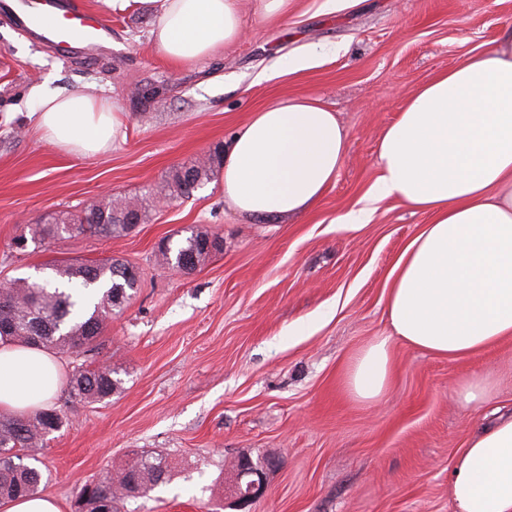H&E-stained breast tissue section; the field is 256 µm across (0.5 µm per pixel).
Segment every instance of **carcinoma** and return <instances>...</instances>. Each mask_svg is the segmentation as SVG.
Segmentation results:
<instances>
[{
	"label": "carcinoma",
	"mask_w": 512,
	"mask_h": 512,
	"mask_svg": "<svg viewBox=\"0 0 512 512\" xmlns=\"http://www.w3.org/2000/svg\"><path fill=\"white\" fill-rule=\"evenodd\" d=\"M222 156L200 158L190 166L171 171L160 193L170 200L188 198L208 183ZM131 211L140 219L146 214L126 201L118 206L103 201L90 206L82 215H61L54 224H37L33 238H55L70 230L104 237H120L131 232L113 213ZM218 250L217 240L207 232H193L184 241H164L159 260L179 267L194 256L203 264ZM127 264L116 259L86 264L76 263L54 269L56 282L29 278L13 280V286L0 291V337L32 345L39 344L59 354L84 352L93 348L112 312L122 309L137 292L139 277L126 274ZM112 368H74L68 392L75 399L99 403L119 393L121 379ZM63 426V415L55 409H40L28 416L0 414V500L34 496L40 491L42 475L23 462L21 451L43 447L47 436ZM170 466L161 454L142 453L125 462L115 477L83 485L79 492V512H121L120 503L146 495L169 480Z\"/></svg>",
	"instance_id": "cac0c4a2"
}]
</instances>
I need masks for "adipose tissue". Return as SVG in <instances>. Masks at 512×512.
<instances>
[{
	"label": "adipose tissue",
	"mask_w": 512,
	"mask_h": 512,
	"mask_svg": "<svg viewBox=\"0 0 512 512\" xmlns=\"http://www.w3.org/2000/svg\"><path fill=\"white\" fill-rule=\"evenodd\" d=\"M152 14L149 39L177 66L211 59L241 34L238 0H112ZM35 129L82 156L111 150L120 108L96 85L79 93L32 87ZM349 134L320 98L292 95L250 114L224 151V196L245 216L317 207L333 186ZM369 203L393 197L426 213L406 244L386 301L391 327L362 347L348 394L379 400L395 372L394 341L444 358L483 353L512 338V28L417 86L384 131ZM64 377L51 351L0 339V411L49 407ZM454 512H512V413L474 435L449 478Z\"/></svg>",
	"instance_id": "ef3b65f1"
}]
</instances>
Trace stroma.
Listing matches in <instances>:
<instances>
[{
    "instance_id": "stroma-1",
    "label": "stroma",
    "mask_w": 512,
    "mask_h": 512,
    "mask_svg": "<svg viewBox=\"0 0 512 512\" xmlns=\"http://www.w3.org/2000/svg\"><path fill=\"white\" fill-rule=\"evenodd\" d=\"M111 22L112 46L94 57L53 51L0 14V284L65 262L118 258L135 266L136 294L113 314L98 349L61 355L65 372L109 365L120 393L87 404L60 388L65 426L38 453L43 493L78 512L82 485L132 453L163 452L171 478L121 512H207L226 504L224 470L241 456H274L266 493L250 512H452L448 477L489 407H512V340L448 359L393 345L387 394L364 404L342 383L349 359L389 335L391 271L429 221L399 200L341 230L378 177L384 128L437 71L492 48L512 27V0H291L273 26L259 0H240L243 34L213 60L175 66L149 40L150 15L84 0ZM328 46L308 69L279 74L282 57ZM95 84L122 109L111 151L67 154L34 133L28 92ZM319 97L350 135L333 187L311 213L242 217L221 177L161 208L169 172L223 148L266 103ZM107 194L141 201L149 217L131 233L71 232L16 251L51 212L78 213ZM197 228L222 251L189 274L158 263V245ZM318 324L294 335L303 320ZM488 375L486 402L459 384Z\"/></svg>"
}]
</instances>
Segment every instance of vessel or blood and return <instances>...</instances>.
<instances>
[{
  "mask_svg": "<svg viewBox=\"0 0 512 512\" xmlns=\"http://www.w3.org/2000/svg\"><path fill=\"white\" fill-rule=\"evenodd\" d=\"M0 12L37 41L92 56L112 39V26L78 0H0Z\"/></svg>",
  "mask_w": 512,
  "mask_h": 512,
  "instance_id": "b4317fda",
  "label": "vessel or blood"
}]
</instances>
